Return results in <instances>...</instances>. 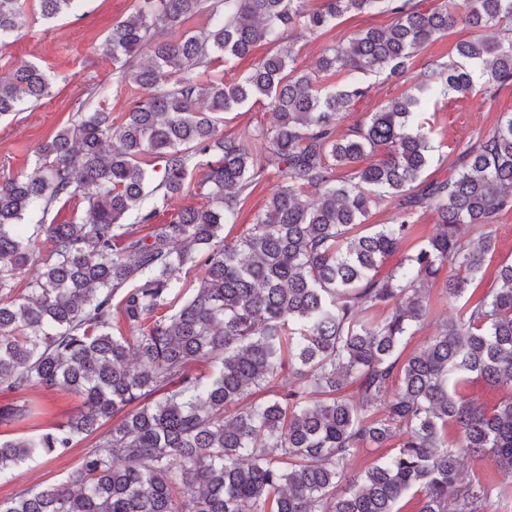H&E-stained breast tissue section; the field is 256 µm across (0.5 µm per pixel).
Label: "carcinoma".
I'll list each match as a JSON object with an SVG mask.
<instances>
[{"label": "carcinoma", "instance_id": "1", "mask_svg": "<svg viewBox=\"0 0 512 512\" xmlns=\"http://www.w3.org/2000/svg\"><path fill=\"white\" fill-rule=\"evenodd\" d=\"M27 2L0 0V46L75 0ZM305 2L137 0L103 43L118 86L138 90L121 122L99 105L39 145L38 174L0 177V390L84 398L64 424L0 438V480L96 435L78 467L0 501V512H396L411 490L418 512H483L493 487L463 480V464L488 454L512 474V396H469L478 386L512 390V263L401 358L429 316L428 287L446 265L450 299L482 281L488 226L512 207V115L462 152L457 172L415 194L433 150L418 116L477 80L489 93L511 84L512 38L458 43L456 58L426 65L413 92L338 131L367 93L356 75L401 76L456 26L511 21L512 0L424 10L414 0ZM366 10L393 20L325 49L314 71L294 66L300 40ZM196 17L205 22L190 26ZM258 43L272 50L250 71L198 80L197 69L221 59L231 69ZM339 71L347 86L320 85ZM50 95L47 74L21 66L0 80V117ZM251 102L275 111L273 127L246 141L219 133L224 113ZM271 170L284 184L248 232L225 242L242 195ZM192 190L208 204L143 236L126 224L132 214L157 224ZM79 194L82 217L44 222ZM391 198L392 222L365 224ZM419 206L436 213L438 232L384 270ZM471 227L481 230L475 243L464 236ZM41 235L50 254L15 296ZM189 263L204 268L191 290L180 276ZM378 307L384 318L361 316ZM200 361L210 375L191 373ZM256 390L265 397L251 399ZM31 414L0 404V425ZM390 443L392 454L350 475L360 449Z\"/></svg>", "mask_w": 512, "mask_h": 512}]
</instances>
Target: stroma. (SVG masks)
I'll use <instances>...</instances> for the list:
<instances>
[{"mask_svg":"<svg viewBox=\"0 0 512 512\" xmlns=\"http://www.w3.org/2000/svg\"><path fill=\"white\" fill-rule=\"evenodd\" d=\"M135 3L136 0H82L78 8L54 21L28 25L19 40L0 49V79L20 65L34 64L49 75L52 83L50 98L26 105L22 111L0 119V176L17 172L35 174L37 147L81 113L92 110L89 90L113 82L112 62L103 56L101 44L112 25L133 12ZM390 21V15L374 11L345 15L336 20L333 27L304 40L296 64L303 69L315 68L325 48L347 43L359 30L384 27ZM496 34L493 27L477 30L458 26L418 51L409 73L400 77L384 73L361 76V83L369 86L370 91L346 114L341 122V133H348L384 100L412 86L416 73L428 63L453 59L458 41L490 38ZM508 112L512 113V85L503 86L491 95L478 88L463 97L438 98L421 116L433 146L430 161L420 176L421 182L448 177L463 150L477 135L493 130ZM279 182L277 173H269L242 201L237 222L224 227L227 240H236L247 232ZM430 303L428 321L408 339L404 355L417 352L426 338L434 334L437 325L455 317L460 308L459 302L448 299L437 285L430 290ZM11 401L33 402L40 414L32 423L0 426V437L5 439L26 436L37 426L45 428L67 422L81 407L78 396L43 388L0 394V403ZM93 444V438L80 436L64 455L20 464L9 478L0 480V501L11 500L23 489L38 484L57 483L80 463ZM463 474L480 476L493 485L494 492L484 512H512V478L503 475L491 458L467 462Z\"/></svg>","mask_w":512,"mask_h":512,"instance_id":"obj_1","label":"stroma"}]
</instances>
